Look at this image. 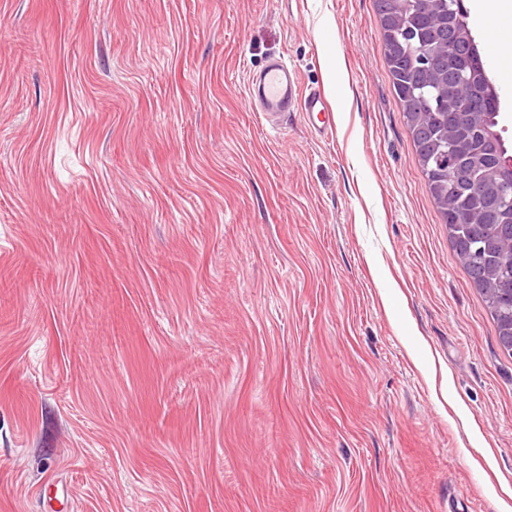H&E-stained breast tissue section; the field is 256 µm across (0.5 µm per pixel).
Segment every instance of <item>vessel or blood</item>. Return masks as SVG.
Wrapping results in <instances>:
<instances>
[{
	"label": "vessel or blood",
	"instance_id": "1",
	"mask_svg": "<svg viewBox=\"0 0 512 512\" xmlns=\"http://www.w3.org/2000/svg\"><path fill=\"white\" fill-rule=\"evenodd\" d=\"M248 91L257 98L258 109L271 115L279 112L303 113L321 135L332 132L330 111L319 90H302L295 72L284 59L267 63L253 76Z\"/></svg>",
	"mask_w": 512,
	"mask_h": 512
}]
</instances>
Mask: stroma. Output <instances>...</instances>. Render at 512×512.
I'll return each instance as SVG.
<instances>
[{
	"label": "stroma",
	"instance_id": "stroma-1",
	"mask_svg": "<svg viewBox=\"0 0 512 512\" xmlns=\"http://www.w3.org/2000/svg\"><path fill=\"white\" fill-rule=\"evenodd\" d=\"M512 154V14L469 15ZM336 131L267 117L271 58ZM512 355L376 0H0V512H500Z\"/></svg>",
	"mask_w": 512,
	"mask_h": 512
}]
</instances>
